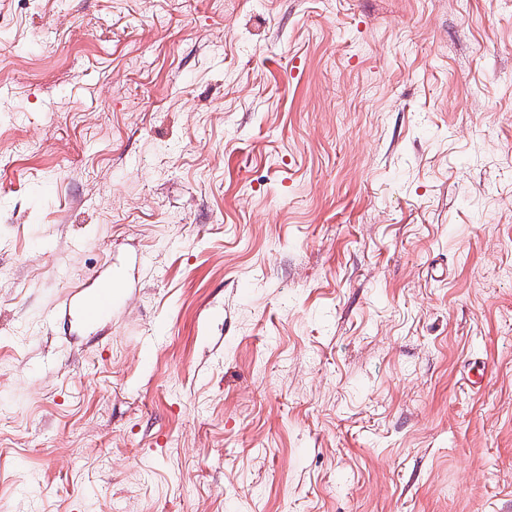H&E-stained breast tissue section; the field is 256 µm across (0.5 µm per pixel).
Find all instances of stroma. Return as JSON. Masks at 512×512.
<instances>
[{
	"label": "stroma",
	"mask_w": 512,
	"mask_h": 512,
	"mask_svg": "<svg viewBox=\"0 0 512 512\" xmlns=\"http://www.w3.org/2000/svg\"><path fill=\"white\" fill-rule=\"evenodd\" d=\"M0 512H512V0H0ZM92 292L82 301L77 298L72 303V309L78 307L81 317L87 322H97L112 313V276L101 273L90 280Z\"/></svg>",
	"instance_id": "35a3bbf8"
}]
</instances>
